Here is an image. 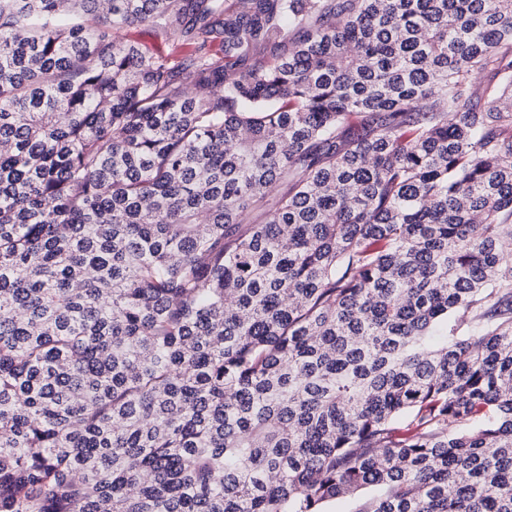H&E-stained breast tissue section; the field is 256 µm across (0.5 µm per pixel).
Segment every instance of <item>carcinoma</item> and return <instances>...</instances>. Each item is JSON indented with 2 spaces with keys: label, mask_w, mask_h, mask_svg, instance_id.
<instances>
[{
  "label": "carcinoma",
  "mask_w": 512,
  "mask_h": 512,
  "mask_svg": "<svg viewBox=\"0 0 512 512\" xmlns=\"http://www.w3.org/2000/svg\"><path fill=\"white\" fill-rule=\"evenodd\" d=\"M368 489L512 512V0H0V512ZM122 35L125 40L145 46L154 54L167 55L175 51V44L172 41L156 37L152 28L147 24L139 23L127 26Z\"/></svg>",
  "instance_id": "carcinoma-1"
}]
</instances>
